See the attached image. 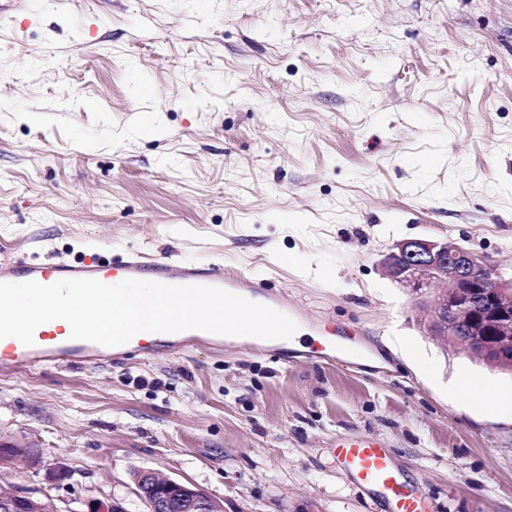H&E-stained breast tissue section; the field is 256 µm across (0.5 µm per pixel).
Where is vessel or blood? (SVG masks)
<instances>
[{"mask_svg": "<svg viewBox=\"0 0 512 512\" xmlns=\"http://www.w3.org/2000/svg\"><path fill=\"white\" fill-rule=\"evenodd\" d=\"M95 279L104 284L125 279L148 278L175 286H209L244 297L261 296L264 305L278 304L275 295L262 294V283L243 272H226L213 264H199L170 259H152L140 252H130L112 261L63 260L20 264L0 260V283L36 281L49 285L63 279ZM153 343L145 334L135 335L128 343L105 347L70 336L66 321L54 320L39 326L33 345H24L14 337L0 339V366H33L43 362L69 365L77 361L94 363L134 351L149 352ZM337 454L349 473L363 487L383 495L391 512H426L422 499L401 479L392 459L375 442L344 438L336 444Z\"/></svg>", "mask_w": 512, "mask_h": 512, "instance_id": "obj_1", "label": "vessel or blood"}]
</instances>
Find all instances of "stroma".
Masks as SVG:
<instances>
[{"instance_id": "obj_1", "label": "stroma", "mask_w": 512, "mask_h": 512, "mask_svg": "<svg viewBox=\"0 0 512 512\" xmlns=\"http://www.w3.org/2000/svg\"><path fill=\"white\" fill-rule=\"evenodd\" d=\"M512 277V0H39L0 18V257L204 261L274 287L326 365L270 341L0 368V483L61 512L132 472L224 512H388L336 457L370 438L427 512H512V374L423 335L398 241ZM67 466L70 477L50 482Z\"/></svg>"}]
</instances>
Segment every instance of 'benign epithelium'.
<instances>
[{"instance_id":"7a95c632","label":"benign epithelium","mask_w":512,"mask_h":512,"mask_svg":"<svg viewBox=\"0 0 512 512\" xmlns=\"http://www.w3.org/2000/svg\"><path fill=\"white\" fill-rule=\"evenodd\" d=\"M385 275L411 297L425 315L426 336L454 347L464 344L488 365L501 367L512 351V280L474 252L428 239H405L381 259ZM28 445L0 439V462L25 454ZM146 512H224V504L198 487L166 479L150 470L133 475ZM23 512H60L54 499L17 487L0 486V502ZM85 512H129L118 498L92 499Z\"/></svg>"}]
</instances>
